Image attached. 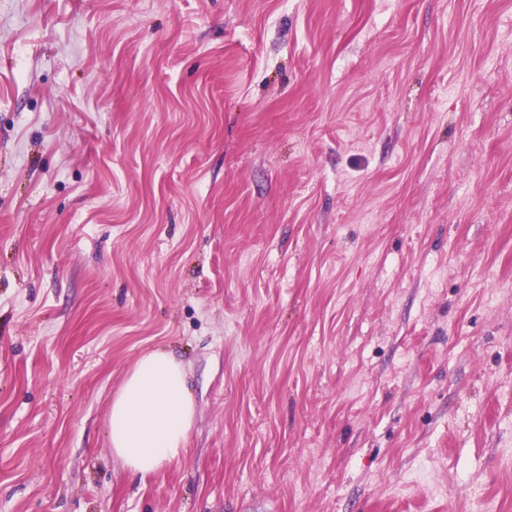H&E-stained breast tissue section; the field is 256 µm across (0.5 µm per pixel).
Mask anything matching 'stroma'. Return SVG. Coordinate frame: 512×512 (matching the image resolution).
I'll list each match as a JSON object with an SVG mask.
<instances>
[{
    "mask_svg": "<svg viewBox=\"0 0 512 512\" xmlns=\"http://www.w3.org/2000/svg\"><path fill=\"white\" fill-rule=\"evenodd\" d=\"M0 512H512V0H0ZM195 418L188 370L164 349L141 355L109 407L112 453L142 478L180 459Z\"/></svg>",
    "mask_w": 512,
    "mask_h": 512,
    "instance_id": "obj_1",
    "label": "stroma"
}]
</instances>
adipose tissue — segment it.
<instances>
[{"instance_id":"ef3b65f1","label":"adipose tissue","mask_w":512,"mask_h":512,"mask_svg":"<svg viewBox=\"0 0 512 512\" xmlns=\"http://www.w3.org/2000/svg\"><path fill=\"white\" fill-rule=\"evenodd\" d=\"M194 418L185 364L169 351L152 350L137 359L111 400L112 452L131 474H153L184 455Z\"/></svg>"}]
</instances>
